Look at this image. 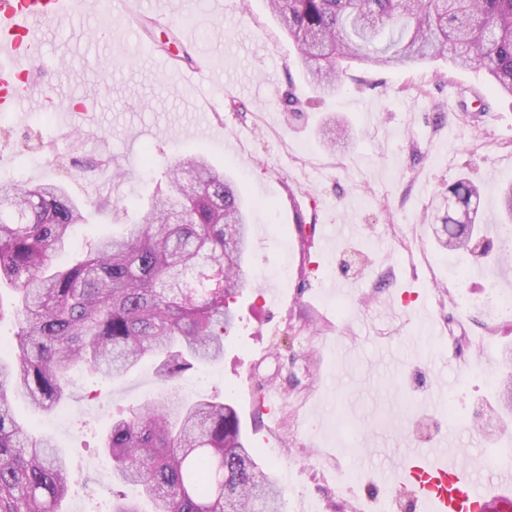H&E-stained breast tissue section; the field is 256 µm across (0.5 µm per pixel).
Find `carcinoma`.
<instances>
[{
    "mask_svg": "<svg viewBox=\"0 0 512 512\" xmlns=\"http://www.w3.org/2000/svg\"><path fill=\"white\" fill-rule=\"evenodd\" d=\"M321 93L339 88L341 63L396 67L450 53L486 71L512 97V0H269ZM194 183L169 168L165 187L124 234L87 245L73 264L54 254L87 221L56 183L0 187V283L16 293L0 322L18 323L14 362L0 358V512H60L68 466L47 437L11 414L6 387L46 411L66 398L69 373L119 377L144 359L166 387L163 399L120 413L103 439L124 485L106 512H282L283 491L257 461L236 409L218 397L182 402L176 385L224 356L235 326L230 299L249 285L251 205L202 155L187 158ZM448 196L450 251L483 235L480 189L457 182Z\"/></svg>",
    "mask_w": 512,
    "mask_h": 512,
    "instance_id": "obj_1",
    "label": "carcinoma"
}]
</instances>
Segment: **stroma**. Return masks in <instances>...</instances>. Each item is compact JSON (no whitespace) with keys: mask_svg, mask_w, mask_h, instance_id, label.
Segmentation results:
<instances>
[{"mask_svg":"<svg viewBox=\"0 0 512 512\" xmlns=\"http://www.w3.org/2000/svg\"><path fill=\"white\" fill-rule=\"evenodd\" d=\"M81 0L73 25L49 28L32 51L31 86L56 90L61 110L0 112V182L50 180L91 212L54 257L139 222L142 199L166 168L201 153L253 205L247 268L224 357L179 385V397L217 395L238 411L263 467L285 491L284 512H421L388 474L414 448L462 431L464 460L512 440L498 380L512 374V312L474 304L488 281L512 297V264L439 247L448 189L481 187L494 252L512 257L499 228L500 189L512 181V99L480 68L449 58L392 69L343 63L341 88L317 91L266 0ZM194 30L158 50L170 29ZM209 79L184 83V54ZM300 110L288 115V92ZM125 180L113 184L112 172ZM348 225L344 238L336 225ZM68 401L35 410L8 395L15 419L67 456L63 512L110 499L112 459L97 451L115 410L159 394L151 364L120 378L74 369ZM443 384L448 402L430 394ZM281 394L277 418L261 393ZM353 479H346V472Z\"/></svg>","mask_w":512,"mask_h":512,"instance_id":"stroma-1","label":"stroma"}]
</instances>
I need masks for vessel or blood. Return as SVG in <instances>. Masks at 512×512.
Listing matches in <instances>:
<instances>
[{
	"mask_svg": "<svg viewBox=\"0 0 512 512\" xmlns=\"http://www.w3.org/2000/svg\"><path fill=\"white\" fill-rule=\"evenodd\" d=\"M79 0H0V112L43 108V94L24 77L46 30L70 20ZM459 449L412 450L396 488L410 489L423 512H512V466L486 460L482 472L462 468Z\"/></svg>",
	"mask_w": 512,
	"mask_h": 512,
	"instance_id": "obj_1",
	"label": "vessel or blood"
}]
</instances>
